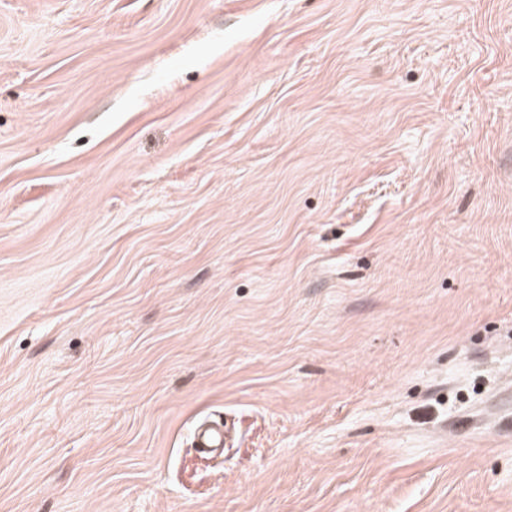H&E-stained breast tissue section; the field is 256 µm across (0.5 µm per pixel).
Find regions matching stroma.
I'll use <instances>...</instances> for the list:
<instances>
[{
  "mask_svg": "<svg viewBox=\"0 0 512 512\" xmlns=\"http://www.w3.org/2000/svg\"><path fill=\"white\" fill-rule=\"evenodd\" d=\"M509 384L512 0H0V512H512ZM194 448L202 452H211L215 448L224 447V432L219 427H208L202 424L194 433Z\"/></svg>",
  "mask_w": 512,
  "mask_h": 512,
  "instance_id": "obj_1",
  "label": "stroma"
}]
</instances>
